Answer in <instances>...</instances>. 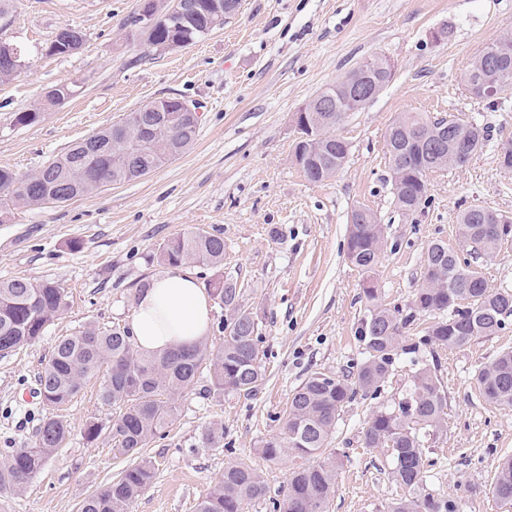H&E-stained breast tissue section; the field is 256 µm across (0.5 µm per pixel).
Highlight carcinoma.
<instances>
[{
  "label": "carcinoma",
  "mask_w": 512,
  "mask_h": 512,
  "mask_svg": "<svg viewBox=\"0 0 512 512\" xmlns=\"http://www.w3.org/2000/svg\"><path fill=\"white\" fill-rule=\"evenodd\" d=\"M191 2L195 8L184 16L167 15L173 0L153 3L155 21L148 35L137 25L139 17H134L132 26L157 51L192 45L224 26L222 22L213 23L211 0ZM76 33L78 30L68 25L61 28L45 52L71 53L67 38ZM336 102L337 111L318 113V132L294 146L295 158L307 155L312 159L307 166L296 163L311 182L327 181L342 169L349 147L336 136V126L366 105L364 100L347 103L340 96ZM180 106L181 99L172 97L148 102L123 121L71 144L34 174L20 177L1 167L0 223L14 210L88 196L105 186L146 176L183 155L197 140L196 123L189 120L178 130L150 138L139 137L135 130L143 110L152 107L153 115L158 117ZM489 141L490 134L483 132L482 126L461 119L449 120L444 129L428 115L408 113L396 119L387 132L386 143L410 158L403 164L393 157L388 159L396 206L406 212L417 211L427 200L428 173L447 166H465ZM507 237L495 212L486 207L471 205L458 216L462 249L487 256ZM382 243V226L368 208L360 221L349 225L347 258L371 274L379 263L378 246ZM158 260L169 267L201 262L221 269L224 239L202 229L179 235L160 247ZM421 279L413 311L405 315L380 304L376 288L364 289L369 308L357 330L363 347L361 363L355 371L342 375L312 372L294 391L279 417V432L261 442L257 452L267 463L277 464L285 456L301 460L288 474L281 512H326L336 492L342 460L325 450L340 413L359 395H378L396 360L418 352L419 345L407 342L403 336L416 315L448 312V318L427 327L423 344L449 349L496 335L512 316V293L489 288L477 267L461 262L458 251L442 241L427 247ZM209 288L229 313L224 321V343L216 349L201 341L190 348L145 356L135 350L129 332L119 327H90L58 338L37 379L43 404L56 407L69 402L88 379L110 364L100 397L119 412L109 425L95 419L87 421L83 438L93 443L107 429L112 434L114 455L131 460L115 479L82 500L80 512H130L156 474L155 462L143 456L142 450L177 418L175 396L193 387L202 366L209 367V391L214 394L246 399L256 396L264 369L255 315L244 308L242 289L236 281L220 275ZM67 307L65 289L54 282L24 277L0 280V354L35 343ZM475 383L485 401L511 407L512 350L481 367ZM445 408L442 384L435 372L424 366L415 373L409 394L392 407L373 412L364 431V447L391 449V478L404 490L403 496L383 506L381 512H460L456 497L432 494L425 480L431 461L424 438L445 428ZM70 434L67 420L53 414L45 416L35 444L13 449L9 462L0 467V495L23 490L55 451L66 444ZM489 494L503 506L512 505V456L499 463ZM265 495V480L256 467L245 461L230 462L198 503L196 512H244L245 505Z\"/></svg>",
  "instance_id": "1"
}]
</instances>
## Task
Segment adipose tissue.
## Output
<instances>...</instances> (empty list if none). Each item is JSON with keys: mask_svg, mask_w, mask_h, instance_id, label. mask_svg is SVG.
I'll return each mask as SVG.
<instances>
[{"mask_svg": "<svg viewBox=\"0 0 512 512\" xmlns=\"http://www.w3.org/2000/svg\"><path fill=\"white\" fill-rule=\"evenodd\" d=\"M210 310L207 294L190 272L166 271L141 291L129 332L140 353L160 355L207 337Z\"/></svg>", "mask_w": 512, "mask_h": 512, "instance_id": "obj_1", "label": "adipose tissue"}]
</instances>
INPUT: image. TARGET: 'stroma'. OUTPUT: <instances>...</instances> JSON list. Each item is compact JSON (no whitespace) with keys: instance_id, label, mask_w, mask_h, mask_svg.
Listing matches in <instances>:
<instances>
[{"instance_id":"35a3bbf8","label":"stroma","mask_w":512,"mask_h":512,"mask_svg":"<svg viewBox=\"0 0 512 512\" xmlns=\"http://www.w3.org/2000/svg\"><path fill=\"white\" fill-rule=\"evenodd\" d=\"M140 4L17 0L4 34L24 65L0 81V167L35 173L74 141L158 98L197 102L203 116L195 144L151 174L62 205L17 210L0 223V280L52 281L69 301L36 343L0 355V464L8 449L36 439L47 411L34 395L37 376L57 339L91 325L128 326L141 284L164 270L159 247L201 228L223 238L224 267L187 269L204 289L220 274L237 281L257 315L265 379L255 398L217 397L208 392L209 372L201 371L179 396L176 420L144 450L156 475L131 512H195L236 460L261 469L267 486L245 512H275L294 462L269 464L256 450L278 432L279 415L310 373L339 374L361 361L356 330L368 313L366 278L387 307L408 309L428 245L457 248L461 210L479 204L512 216V171L497 159L512 140V94L490 108L462 83L475 55L512 32V0H242L206 39L151 53L132 36ZM66 25L81 31L82 47L42 54ZM442 28L447 38L432 41L431 31ZM375 55L395 61L394 78L337 127L349 145L344 167L328 181H308L292 161L298 109ZM64 83L75 84L74 96L47 105L46 92ZM36 108V122L16 124V113ZM404 112L492 129L489 145L467 165L428 175V200L410 215L394 202L385 148L387 129ZM362 205L384 232L382 258L369 277L346 256L350 215ZM510 349L512 320L497 335L419 355L447 399V429L424 441L432 462L426 484L436 494H459L461 512H501L488 488L500 458L512 454V407L486 403L474 375ZM413 372L400 361L377 398H357L342 412L329 448L343 466L328 512H376L400 496L389 452L362 440L373 411L401 398ZM101 382L87 380L57 408L71 425L69 441L24 491L0 498V512H78L87 494L126 466L110 435L91 445L81 435L86 420L106 422L116 413L98 397ZM216 424L224 437L213 444L204 432ZM469 484L479 494L466 493Z\"/></svg>"}]
</instances>
